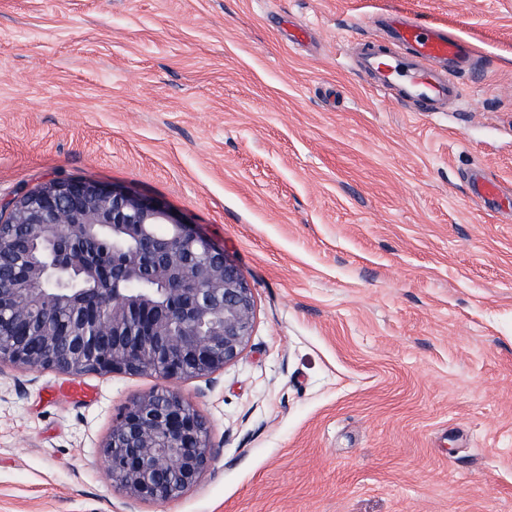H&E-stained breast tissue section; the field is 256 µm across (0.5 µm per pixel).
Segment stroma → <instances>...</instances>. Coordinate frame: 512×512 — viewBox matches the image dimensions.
<instances>
[{"label":"stroma","mask_w":512,"mask_h":512,"mask_svg":"<svg viewBox=\"0 0 512 512\" xmlns=\"http://www.w3.org/2000/svg\"><path fill=\"white\" fill-rule=\"evenodd\" d=\"M408 14L472 45L460 103L355 69ZM512 0H0V200L57 178L164 202L255 301L181 382L217 457L152 503L102 447L154 374L0 366V512H512Z\"/></svg>","instance_id":"35a3bbf8"}]
</instances>
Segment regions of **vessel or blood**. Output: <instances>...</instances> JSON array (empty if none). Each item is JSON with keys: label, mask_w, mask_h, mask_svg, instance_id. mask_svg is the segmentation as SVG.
<instances>
[{"label": "vessel or blood", "mask_w": 512, "mask_h": 512, "mask_svg": "<svg viewBox=\"0 0 512 512\" xmlns=\"http://www.w3.org/2000/svg\"><path fill=\"white\" fill-rule=\"evenodd\" d=\"M390 28V42L371 49L358 62L359 71L374 89L428 112L461 97V85L454 75L476 63L465 41L408 17L393 18Z\"/></svg>", "instance_id": "vessel-or-blood-1"}]
</instances>
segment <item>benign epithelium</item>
I'll use <instances>...</instances> for the list:
<instances>
[{"mask_svg":"<svg viewBox=\"0 0 512 512\" xmlns=\"http://www.w3.org/2000/svg\"><path fill=\"white\" fill-rule=\"evenodd\" d=\"M103 242L121 286L86 259ZM67 304L81 315L32 335ZM254 318L252 290L224 249L156 199L61 178L0 203V364L171 383L132 400L104 445L107 476L131 499L170 501L210 468L208 427L177 383L224 372Z\"/></svg>","mask_w":512,"mask_h":512,"instance_id":"7a95c632","label":"benign epithelium"}]
</instances>
